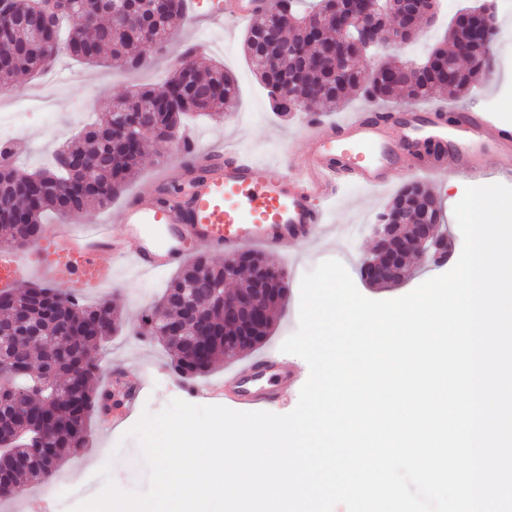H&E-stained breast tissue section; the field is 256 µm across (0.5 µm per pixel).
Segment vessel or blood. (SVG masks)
Segmentation results:
<instances>
[{
	"mask_svg": "<svg viewBox=\"0 0 512 512\" xmlns=\"http://www.w3.org/2000/svg\"><path fill=\"white\" fill-rule=\"evenodd\" d=\"M271 6V0H225L212 20L229 29ZM304 139L306 148L291 157L288 175L229 142L220 150L178 148L176 156L184 164L181 184L154 181L126 203L117 225L83 231L49 225L27 255L1 243L0 291L16 290L38 276L81 295L112 284L121 264L167 271L198 247L233 255L250 245L273 252L311 246L327 233L323 204L335 199L338 180L388 188L397 185L404 166L481 177L492 169L495 152L512 154L511 128L493 126L468 110L459 112L451 126L440 106L355 112L338 122H313ZM479 141L493 144V151L474 152L472 145ZM288 376L287 358L271 349L239 365L228 381L196 392L214 398L229 382L241 404H270L282 399Z\"/></svg>",
	"mask_w": 512,
	"mask_h": 512,
	"instance_id": "1",
	"label": "vessel or blood"
}]
</instances>
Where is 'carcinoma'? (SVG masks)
Segmentation results:
<instances>
[{
  "label": "carcinoma",
  "mask_w": 512,
  "mask_h": 512,
  "mask_svg": "<svg viewBox=\"0 0 512 512\" xmlns=\"http://www.w3.org/2000/svg\"><path fill=\"white\" fill-rule=\"evenodd\" d=\"M124 10L114 15L101 9L100 0L85 6L83 0H8L17 23L0 38V50H13L12 64L4 70L9 80L49 67L62 53L87 64L111 60L137 69L144 60L135 30L147 28L159 40H167L171 21L184 14V0H168L157 7L153 0H122ZM282 21L271 28L263 17L250 22L244 32L243 50L266 91L275 84L292 88L295 111L306 112L313 105L338 107L360 93L375 102L400 98L408 102L435 99L445 92L468 93L486 78L488 61L484 49L473 43L472 33L448 26L441 43L433 50L434 62L421 64L413 76L387 83L368 74L359 58L339 48L341 68L329 45L336 43V0H287ZM405 28L403 41L412 38L417 22L392 16L378 18L377 28L387 24ZM456 62L453 80H448L439 62ZM237 97L233 76L219 66L199 70L183 61L159 87H145L119 99L125 136L112 130V123L100 118L85 126L70 143L58 149L48 169L26 171L13 163L12 145H0V243L22 248L38 239L48 212L62 216L81 213L103 205L121 192L139 172L148 140H164L168 130L180 132L187 115L220 119L224 106ZM431 206L441 221L436 200L417 183L407 185L395 198L394 208L410 212L417 202ZM243 268L247 276L234 296L250 295L258 287L260 272L271 270L255 251H244L217 264L198 255L185 264L171 280L158 303L144 317L150 335L161 339L170 361L185 379L206 375L216 358L233 359L261 344L272 323L253 327L248 316L242 326L251 339L232 352L224 351V265ZM407 275L406 264L395 267L374 285L391 287ZM276 292L260 301L265 311L283 304L288 297V280L275 284ZM190 289L196 302L192 310L183 302L182 291ZM26 307L40 339L24 350L21 372L15 371L10 320L0 322V375L11 376L17 386L38 384V396L25 399L26 420L16 417V398L0 397V442L11 448L0 453V501L20 494L21 479H52L71 456L88 447L90 422L101 397L91 384L100 368L98 351L116 332L118 322L110 302L85 305L60 290L27 285L13 293H0V310L13 315L14 303ZM198 315L199 330L194 340L175 341L164 335L170 319Z\"/></svg>",
  "instance_id": "1"
}]
</instances>
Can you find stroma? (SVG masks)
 Instances as JSON below:
<instances>
[{
	"label": "stroma",
	"instance_id": "1",
	"mask_svg": "<svg viewBox=\"0 0 512 512\" xmlns=\"http://www.w3.org/2000/svg\"><path fill=\"white\" fill-rule=\"evenodd\" d=\"M475 3L476 0H439V24L419 34L411 43L388 45L381 52V60L423 59L442 40L456 12ZM173 27L187 32L188 41L172 40L162 48L145 47L148 65L137 70H127L112 63L80 64L68 57H60L51 69L55 87L49 107L52 122L46 125L41 119H34L16 137L20 165L28 171L49 166L54 149L69 141L83 127V112L102 115L109 110L113 99L157 85L159 78L170 76L178 67L191 41L197 45L192 61L198 68L224 64L239 85V96L233 107L225 110L223 123L194 116L188 118L185 134L201 147H217L229 140L260 161L276 163L286 148L298 152L305 149L301 129L309 115L337 120L367 105L365 99L356 98L347 107L333 112L317 106L309 114L294 112L281 116L272 112L265 90L245 59L243 27H235L227 33L203 16L192 23L183 18L175 19ZM440 101L458 109H477L486 113L494 124L504 125L501 108L512 104V58L497 60L492 75L471 93L457 96L446 93ZM421 182L439 201L443 212L440 233L453 241V257H460L463 237L454 219V206L463 197L467 180L451 173L444 178L425 176ZM396 193L393 187L372 191L354 184L342 186L335 203L326 210L330 232L324 240L311 248L268 254V261L286 273L290 292L287 302L273 312V329L264 344L265 349L280 348L296 332L301 280L322 261L336 259L347 263L357 289L373 300L401 297L427 279L447 272V265H423L415 261L410 265L407 279L394 287L378 288L361 277L360 262L373 249L368 227L377 222L379 214L389 206ZM170 277L167 271L141 273L125 265L119 268L111 287L83 295L82 301L86 304L115 302L119 312L120 329L101 352L100 372L93 380L94 385L103 387L105 372L117 375L129 367L144 373L146 381L129 417L116 422L109 417L95 416L91 421L93 436L89 447L66 461L54 480L24 483L25 495L46 501L57 485L65 484L72 489L76 501L89 499L103 486L97 472L108 459L113 462L112 477L119 488L129 490L143 485L144 470L138 462L139 446L127 432L143 412H160L171 400L184 396L181 380L173 372L160 342L141 333L144 313L161 294Z\"/></svg>",
	"mask_w": 512,
	"mask_h": 512
}]
</instances>
